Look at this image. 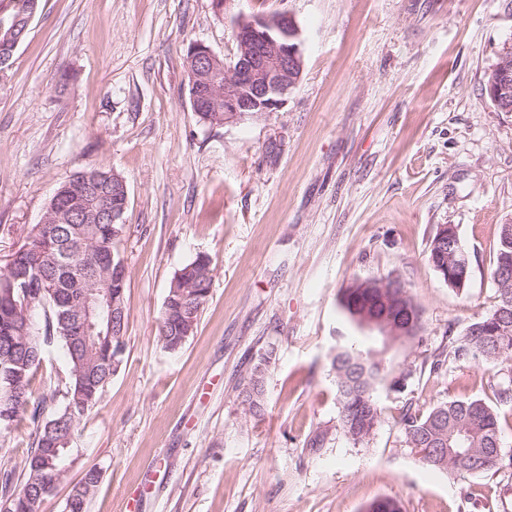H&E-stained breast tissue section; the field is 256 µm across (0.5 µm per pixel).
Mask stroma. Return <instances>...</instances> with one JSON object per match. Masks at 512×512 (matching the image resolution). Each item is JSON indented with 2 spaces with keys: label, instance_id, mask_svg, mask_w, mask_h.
Returning a JSON list of instances; mask_svg holds the SVG:
<instances>
[{
  "label": "stroma",
  "instance_id": "obj_1",
  "mask_svg": "<svg viewBox=\"0 0 512 512\" xmlns=\"http://www.w3.org/2000/svg\"><path fill=\"white\" fill-rule=\"evenodd\" d=\"M287 13L303 73L261 119L209 126L191 110L185 53L225 61L233 18ZM512 40V0H41L0 76V272L75 172L104 165L128 190L126 351L85 416L67 478L41 506L66 512L97 467L86 512H512V467L480 475L422 464L401 419L480 399L512 456L497 367L449 359L496 302L499 227L512 222V112L486 75ZM469 259L465 288L428 263L441 225ZM211 293L184 348L157 318L197 254ZM398 277L422 310L383 355L381 416L364 442L338 424L331 358L352 328L351 281ZM269 356L264 407L239 398ZM100 479V473L96 467L88 468L83 478L73 486L65 509L67 512H86V504L89 496L96 488Z\"/></svg>",
  "mask_w": 512,
  "mask_h": 512
}]
</instances>
